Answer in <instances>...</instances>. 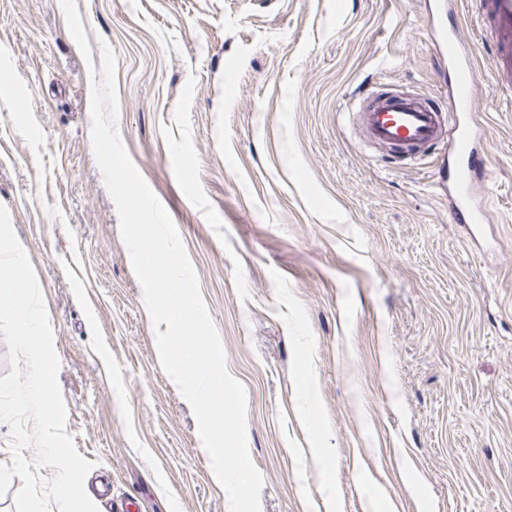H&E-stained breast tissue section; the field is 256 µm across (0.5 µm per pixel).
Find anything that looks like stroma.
<instances>
[{
  "label": "stroma",
  "instance_id": "obj_1",
  "mask_svg": "<svg viewBox=\"0 0 512 512\" xmlns=\"http://www.w3.org/2000/svg\"><path fill=\"white\" fill-rule=\"evenodd\" d=\"M77 8L245 386L261 512H512V92L470 0ZM433 23L473 59L484 224L449 221L451 150L399 164L352 121L366 84L448 108ZM88 62L60 0H0V205L44 294L66 431L89 496L229 512L94 157Z\"/></svg>",
  "mask_w": 512,
  "mask_h": 512
}]
</instances>
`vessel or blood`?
I'll return each instance as SVG.
<instances>
[{
	"label": "vessel or blood",
	"instance_id": "vessel-or-blood-1",
	"mask_svg": "<svg viewBox=\"0 0 512 512\" xmlns=\"http://www.w3.org/2000/svg\"><path fill=\"white\" fill-rule=\"evenodd\" d=\"M480 27L492 38L494 62L512 85V0H478ZM448 66L453 72L450 112L456 113L455 129H447L438 109L415 94H387L364 90V104L358 112L359 125L375 143L404 153L423 147L450 143L458 164L449 173L453 187L450 221L475 224L482 211L472 202V186L481 161L472 135L476 117L475 73L458 40L448 44Z\"/></svg>",
	"mask_w": 512,
	"mask_h": 512
}]
</instances>
